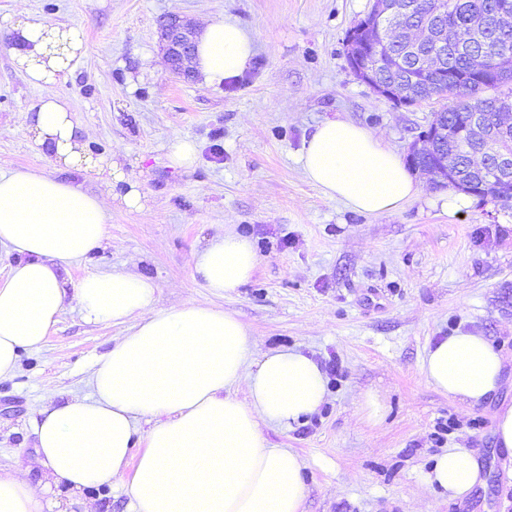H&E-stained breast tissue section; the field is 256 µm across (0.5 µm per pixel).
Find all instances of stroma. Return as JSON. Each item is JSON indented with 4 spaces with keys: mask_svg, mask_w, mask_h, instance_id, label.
Returning a JSON list of instances; mask_svg holds the SVG:
<instances>
[{
    "mask_svg": "<svg viewBox=\"0 0 512 512\" xmlns=\"http://www.w3.org/2000/svg\"><path fill=\"white\" fill-rule=\"evenodd\" d=\"M373 0H0V167L50 169L23 125L43 93L13 64L9 28L20 20L78 24L88 50L54 91L83 129L86 151L118 156L147 199L113 211L103 246L73 263L88 272L129 270L159 286L157 304L231 311L256 353L302 350L329 370L327 399L307 423L266 438L304 460V512H512V455L499 448L493 416L512 403V207L469 197L450 213L447 189L381 215L325 197L298 156L315 125L345 119L381 133L406 158L441 101L397 105L360 81L347 34ZM169 15L198 24L237 21L254 40L238 78L216 87L169 73L158 28ZM192 139L188 169L169 146ZM250 237L259 257L251 281L222 297L204 288L193 252L227 230ZM462 331L488 337L505 362L500 387L467 406L428 385L429 344ZM126 326L85 322L68 302L42 346L21 351L0 381V466L30 467L33 423L43 406L91 395L95 360ZM385 405L367 423L360 397ZM465 448L485 481L465 500L422 482L434 457ZM44 512H132L127 486L72 493L51 488Z\"/></svg>",
    "mask_w": 512,
    "mask_h": 512,
    "instance_id": "35a3bbf8",
    "label": "stroma"
}]
</instances>
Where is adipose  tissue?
Masks as SVG:
<instances>
[{
  "instance_id": "ef3b65f1",
  "label": "adipose tissue",
  "mask_w": 512,
  "mask_h": 512,
  "mask_svg": "<svg viewBox=\"0 0 512 512\" xmlns=\"http://www.w3.org/2000/svg\"><path fill=\"white\" fill-rule=\"evenodd\" d=\"M10 37L16 67L45 90L24 115L33 147L57 167L128 188L107 201L43 169H0V245L18 257L0 283V379L14 373L21 350L45 342L67 300L86 322L129 330L96 359L91 396L41 410L35 461L47 481L0 468V512H43L50 481L77 490L127 484L134 512H303V461L272 447L262 428L289 430L316 413L326 399L324 371L298 349L254 357L233 312L157 307L156 284L136 274L96 271L68 285V266L102 245L113 207L144 208V196L119 165L85 153L68 102L52 91L86 49L81 27L21 20ZM253 55L243 27L213 20L190 66L203 85L217 86L241 75ZM298 162L324 196L360 213L393 212L420 193L383 136L349 121L317 125ZM258 263L251 240L233 231L192 255L195 274L220 296L248 283ZM503 367L485 336L458 332L428 347L422 373L439 393L474 406L498 388ZM424 479L462 500L481 484V465L467 449L451 448Z\"/></svg>"
}]
</instances>
